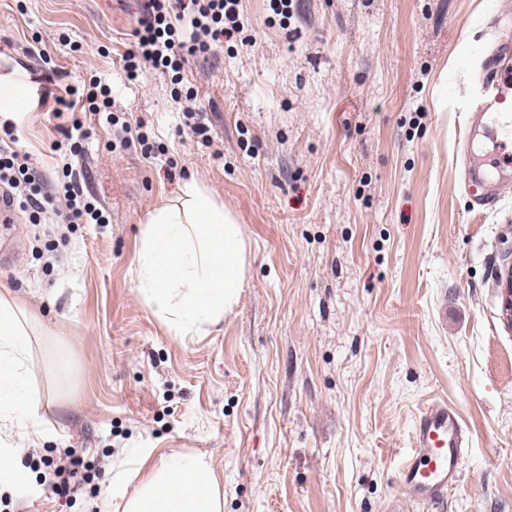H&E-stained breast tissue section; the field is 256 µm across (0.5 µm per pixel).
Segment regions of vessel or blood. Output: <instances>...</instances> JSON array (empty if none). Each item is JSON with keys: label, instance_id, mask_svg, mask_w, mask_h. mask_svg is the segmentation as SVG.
I'll use <instances>...</instances> for the list:
<instances>
[{"label": "vessel or blood", "instance_id": "vessel-or-blood-1", "mask_svg": "<svg viewBox=\"0 0 512 512\" xmlns=\"http://www.w3.org/2000/svg\"><path fill=\"white\" fill-rule=\"evenodd\" d=\"M469 145L461 182L474 205H495L512 185V44L501 43L481 64L478 81L462 98ZM469 446L459 412L434 401L419 412L413 445L398 478L401 501L433 508L462 474Z\"/></svg>", "mask_w": 512, "mask_h": 512}]
</instances>
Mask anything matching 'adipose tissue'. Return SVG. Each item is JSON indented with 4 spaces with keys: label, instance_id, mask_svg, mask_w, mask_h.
Instances as JSON below:
<instances>
[{
    "label": "adipose tissue",
    "instance_id": "1",
    "mask_svg": "<svg viewBox=\"0 0 512 512\" xmlns=\"http://www.w3.org/2000/svg\"><path fill=\"white\" fill-rule=\"evenodd\" d=\"M181 194L180 205L165 202L149 215L138 258L141 295L179 336L224 316L245 272L242 233L223 205L193 182ZM36 327L18 298L0 293V491L22 478L6 435L40 426L30 381ZM127 510L223 512L220 480L204 458L174 455L144 478Z\"/></svg>",
    "mask_w": 512,
    "mask_h": 512
}]
</instances>
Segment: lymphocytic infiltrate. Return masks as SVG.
<instances>
[{"instance_id": "f902f5d3", "label": "lymphocytic infiltrate", "mask_w": 512, "mask_h": 512, "mask_svg": "<svg viewBox=\"0 0 512 512\" xmlns=\"http://www.w3.org/2000/svg\"><path fill=\"white\" fill-rule=\"evenodd\" d=\"M240 0H145L143 13L133 30V49L122 54V67L137 78L143 65L160 72H179L186 56L208 52L233 37L239 28ZM105 87L90 82L80 99L65 100L71 111L65 139L84 135L88 119L110 108ZM64 179L53 193L40 194L36 174L18 153L0 146V184L21 191L19 206L36 213L53 211L62 224L104 223L102 211L83 197L80 175L65 168Z\"/></svg>"}]
</instances>
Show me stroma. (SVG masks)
<instances>
[{
  "mask_svg": "<svg viewBox=\"0 0 512 512\" xmlns=\"http://www.w3.org/2000/svg\"><path fill=\"white\" fill-rule=\"evenodd\" d=\"M141 0H0V64L39 84L14 150L59 183V119L41 103L97 77L154 154L94 120L70 162L106 224L0 225V291L39 323L42 438L11 436L22 482L0 512H124L180 453L224 477L223 512H386L419 409L455 406L470 436L438 512H512V187L490 209L460 188L459 94L512 0H241L242 28L182 81L128 80ZM53 58L46 69L34 46ZM197 94L213 143L183 130ZM195 182L240 224L244 285L217 322L175 335L138 291L143 230ZM97 470L44 495L48 462Z\"/></svg>",
  "mask_w": 512,
  "mask_h": 512,
  "instance_id": "1",
  "label": "stroma"
}]
</instances>
